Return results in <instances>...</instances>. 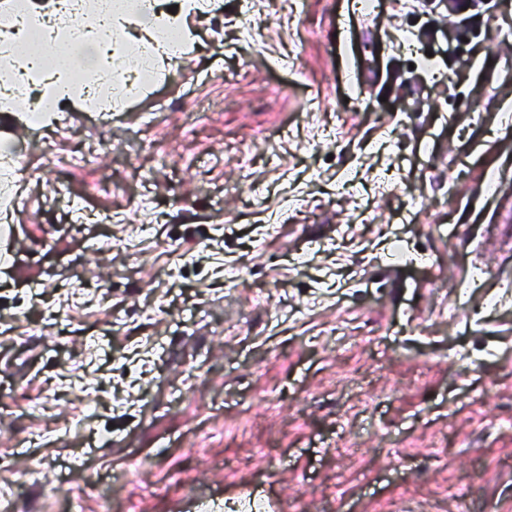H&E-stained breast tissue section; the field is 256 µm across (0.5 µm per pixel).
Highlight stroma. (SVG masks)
<instances>
[{"mask_svg":"<svg viewBox=\"0 0 512 512\" xmlns=\"http://www.w3.org/2000/svg\"><path fill=\"white\" fill-rule=\"evenodd\" d=\"M372 2L216 0L119 107L0 123L10 512H512V0L454 57Z\"/></svg>","mask_w":512,"mask_h":512,"instance_id":"35a3bbf8","label":"stroma"}]
</instances>
